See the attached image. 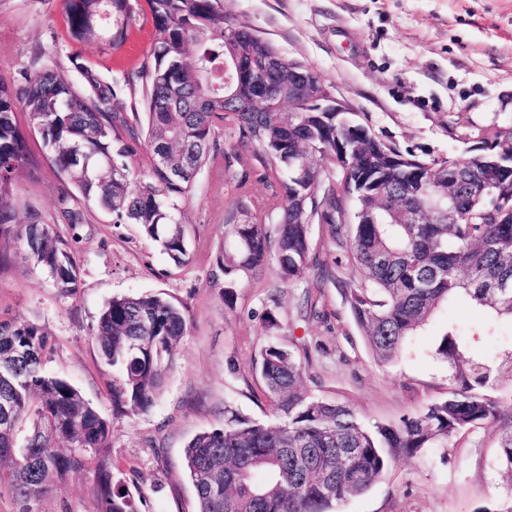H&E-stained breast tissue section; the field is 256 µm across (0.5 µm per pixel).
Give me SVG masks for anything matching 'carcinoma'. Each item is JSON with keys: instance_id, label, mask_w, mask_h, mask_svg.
I'll use <instances>...</instances> for the list:
<instances>
[{"instance_id": "carcinoma-1", "label": "carcinoma", "mask_w": 512, "mask_h": 512, "mask_svg": "<svg viewBox=\"0 0 512 512\" xmlns=\"http://www.w3.org/2000/svg\"><path fill=\"white\" fill-rule=\"evenodd\" d=\"M73 41L117 49L133 18L151 19L154 43L141 70L145 123L136 128L103 82L75 56L84 88L45 69L0 80V267L7 245L46 270L66 296L79 288L69 240L53 225L24 222L11 197L29 164V132L41 134L48 160L87 203L137 224L175 266L190 258L182 203L214 161L217 135L224 182L242 196L255 176L270 194L224 214L212 281L232 309L244 280L272 270L278 282L305 280L312 267L311 226L328 225L346 249L345 302L367 336L373 359L387 364L442 305L463 299L488 320L463 333L453 324L433 344L448 367V393L396 422L365 425L355 407L302 390L305 367L295 351L271 343L258 370L277 422L224 405V426L196 434L185 449L196 512H340L398 461L447 447L458 434L498 431L496 463L512 473V394L493 393L485 341L499 319L512 320V128L484 131L457 156L426 161L371 132L359 113L303 112L288 94L297 62L259 35L245 37L224 13V0H63ZM253 60L257 90L233 57ZM289 110H283V103ZM22 104L27 126L16 119ZM481 185L483 194L472 191ZM58 200L66 223H82ZM468 213L452 220L456 209ZM187 331L185 307L164 292L114 297L92 330L117 371L115 415H142L155 405L174 350ZM46 334L33 322L0 319V482L21 512L48 492L51 478L94 463L99 512H139L114 480L112 424L63 377L45 369Z\"/></svg>"}]
</instances>
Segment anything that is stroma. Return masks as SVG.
Here are the masks:
<instances>
[{
    "mask_svg": "<svg viewBox=\"0 0 512 512\" xmlns=\"http://www.w3.org/2000/svg\"><path fill=\"white\" fill-rule=\"evenodd\" d=\"M235 22L269 39L289 59L333 85L380 137L425 159L458 155L464 131L512 127V0H224ZM155 31L139 19L121 52L101 45L83 62L114 85L124 103ZM62 0H0V78L51 69L72 83ZM34 163L16 178L12 205L55 225L73 239L80 268L75 295H63L33 263L14 258L0 268V316L30 320L48 335L46 367L77 387L110 418L113 473L127 485L141 512H195L184 450L198 432L222 427L224 405L273 421L266 388L254 368L270 341L306 350L303 390L353 403L366 424L386 423L425 407L448 391V368L432 353L436 335L453 322L463 330L484 315L466 303L441 307L400 357L386 366L372 358L366 337L337 288L310 277L275 284L271 275L244 283L226 308L210 272L224 215L239 197L212 170L184 204L190 260L178 267L135 224H117L108 212L73 196L82 222L70 227L56 208L69 190L66 177L44 154L39 133L29 136ZM162 291L182 303L187 334L153 409L144 415L112 413L115 373L92 340L103 307L113 297ZM318 298L319 317L300 315L305 294ZM280 326L268 331L266 307ZM486 356L499 367L497 391L512 390V325L488 339ZM496 431L482 427L449 439L447 447L397 462L342 512H476L512 492V478L495 464ZM37 512H97L93 472L55 480Z\"/></svg>",
    "mask_w": 512,
    "mask_h": 512,
    "instance_id": "stroma-1",
    "label": "stroma"
}]
</instances>
